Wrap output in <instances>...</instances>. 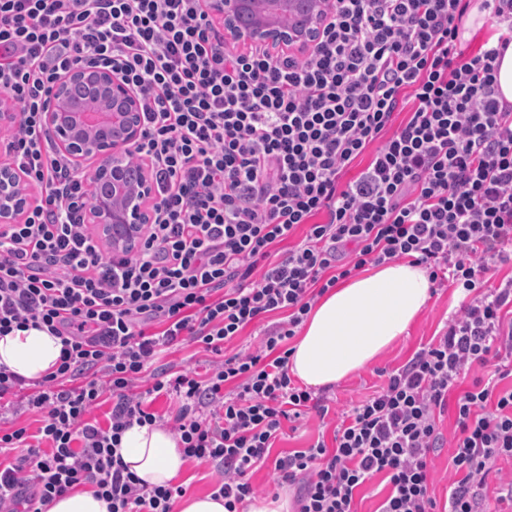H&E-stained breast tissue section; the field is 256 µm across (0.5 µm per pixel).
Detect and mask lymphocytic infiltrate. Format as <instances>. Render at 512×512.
Here are the masks:
<instances>
[{"label":"lymphocytic infiltrate","instance_id":"1","mask_svg":"<svg viewBox=\"0 0 512 512\" xmlns=\"http://www.w3.org/2000/svg\"><path fill=\"white\" fill-rule=\"evenodd\" d=\"M203 3L0 0V93L16 112L7 149L41 192L0 227V335L31 326L62 342L41 380L0 366V512H45L80 486L109 512H173L183 486L140 484L116 454L135 423L215 464L226 512L255 497L249 475L268 461L296 512H356L378 476L390 486L378 512H437L433 460L448 443V512H499L512 480L486 491L512 461V279H491L512 260V104L498 100L496 72L512 0H338L302 55L236 50ZM474 6L497 38L467 55ZM82 65L141 93L129 157L147 162L156 198L129 255L89 233L93 173L58 154L42 122L58 76ZM401 259L469 302L341 414L332 443L271 457L284 422L328 412L293 383L288 340L329 288ZM273 313L283 321L254 349L228 352ZM181 342L214 354L206 376L152 372ZM160 395L176 401L172 416L150 410ZM107 400L103 427L90 414ZM26 411L40 416L36 436L14 424Z\"/></svg>","mask_w":512,"mask_h":512}]
</instances>
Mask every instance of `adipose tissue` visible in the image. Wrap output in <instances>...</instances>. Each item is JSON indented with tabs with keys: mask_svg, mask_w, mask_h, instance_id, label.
<instances>
[{
	"mask_svg": "<svg viewBox=\"0 0 512 512\" xmlns=\"http://www.w3.org/2000/svg\"><path fill=\"white\" fill-rule=\"evenodd\" d=\"M429 274L421 265L398 261L337 284L319 299L291 347L289 373L314 389L333 386L378 358L410 326L431 298ZM61 340L36 328L0 336V365L29 380L51 373L61 354ZM118 451L143 484L172 483L186 460L166 428L132 425Z\"/></svg>",
	"mask_w": 512,
	"mask_h": 512,
	"instance_id": "adipose-tissue-1",
	"label": "adipose tissue"
}]
</instances>
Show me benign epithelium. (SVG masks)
<instances>
[{
    "mask_svg": "<svg viewBox=\"0 0 512 512\" xmlns=\"http://www.w3.org/2000/svg\"><path fill=\"white\" fill-rule=\"evenodd\" d=\"M335 9V0H209V12L221 18L224 40L272 53L314 48ZM51 100L43 122L55 150L76 168L99 161L87 223L112 251H136L155 195L148 168L131 165L127 155L142 135L139 94L114 70L80 67L57 79ZM30 205L23 173L1 159L0 225L18 223Z\"/></svg>",
    "mask_w": 512,
    "mask_h": 512,
    "instance_id": "1",
    "label": "benign epithelium"
}]
</instances>
